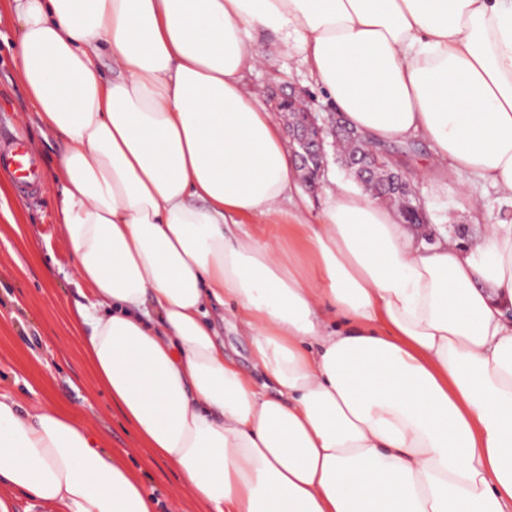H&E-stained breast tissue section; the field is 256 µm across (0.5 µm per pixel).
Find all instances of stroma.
Segmentation results:
<instances>
[{
  "label": "stroma",
  "mask_w": 512,
  "mask_h": 512,
  "mask_svg": "<svg viewBox=\"0 0 512 512\" xmlns=\"http://www.w3.org/2000/svg\"><path fill=\"white\" fill-rule=\"evenodd\" d=\"M15 24L9 0H0V134L24 137L41 160L42 182L26 197L10 177H0L8 191L0 196V391L12 394L23 408L51 402L81 414L91 434L135 477L142 490L168 512H205L204 505L182 481L176 467L154 456L138 437L106 391L95 388L80 352V338L72 329L79 305L90 298L77 284L69 250L57 214V188L51 173L58 164V147L51 134L42 133L14 64ZM268 62L248 73L245 83L268 101L279 85L289 84L309 93L320 115L334 111L307 71L294 59L272 53L271 36L257 38ZM426 142L406 154L404 168L412 178L428 222L421 237L447 234L468 244L481 237L486 225L512 219V205L487 191L481 212H474L459 192L460 180L439 182L422 177L416 162L430 156ZM349 172L328 154L317 188L297 180L293 195L300 201L302 223H319L327 190L334 181H350Z\"/></svg>",
  "instance_id": "1"
}]
</instances>
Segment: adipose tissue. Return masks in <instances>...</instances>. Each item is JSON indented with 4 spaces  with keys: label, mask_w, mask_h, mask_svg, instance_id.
Listing matches in <instances>:
<instances>
[{
    "label": "adipose tissue",
    "mask_w": 512,
    "mask_h": 512,
    "mask_svg": "<svg viewBox=\"0 0 512 512\" xmlns=\"http://www.w3.org/2000/svg\"><path fill=\"white\" fill-rule=\"evenodd\" d=\"M10 13L20 80L62 146L90 380L208 512H512V220L428 243L340 182L320 223H295L294 157L243 84L269 33L368 142L423 139V176L448 166L472 200H512V0ZM229 303L249 373L212 319ZM0 483L53 512H154L83 417L1 392Z\"/></svg>",
    "instance_id": "1"
}]
</instances>
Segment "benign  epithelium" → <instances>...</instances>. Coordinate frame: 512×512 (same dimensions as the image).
<instances>
[{
	"label": "benign epithelium",
	"instance_id": "7a95c632",
	"mask_svg": "<svg viewBox=\"0 0 512 512\" xmlns=\"http://www.w3.org/2000/svg\"><path fill=\"white\" fill-rule=\"evenodd\" d=\"M272 109L288 113L289 148L299 168L315 179L322 175L327 162L326 137L350 136L359 141L361 153L353 156L346 165L353 169L361 184L372 188L381 183L398 193L406 201V210L424 219L423 205L416 188L400 167L388 162L390 155L384 149L368 144L347 128L341 117L332 112L326 119H319L313 111L309 97L294 88L272 96Z\"/></svg>",
	"mask_w": 512,
	"mask_h": 512
}]
</instances>
